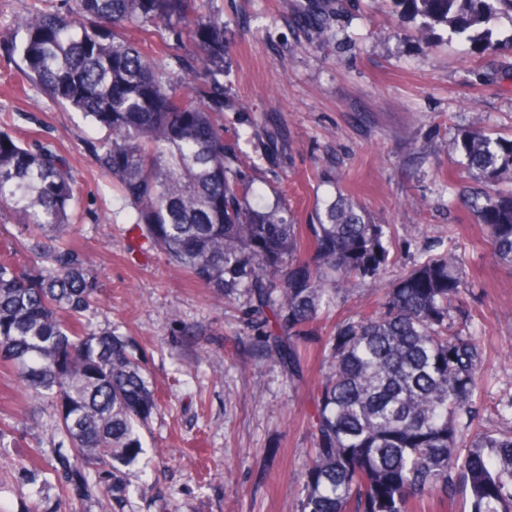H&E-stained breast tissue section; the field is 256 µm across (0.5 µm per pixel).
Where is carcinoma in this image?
Listing matches in <instances>:
<instances>
[{
    "label": "carcinoma",
    "instance_id": "cac0c4a2",
    "mask_svg": "<svg viewBox=\"0 0 512 512\" xmlns=\"http://www.w3.org/2000/svg\"><path fill=\"white\" fill-rule=\"evenodd\" d=\"M421 29L482 45L512 0H405ZM204 0H73L34 7L7 55L25 79L82 113L104 137L94 163L133 210L149 247L226 298L247 297L252 340L293 376L298 344L356 280L389 266L392 225L348 197L299 224L268 204L224 143V18ZM172 25L195 45V97L157 52L130 41L132 26ZM454 149L486 190L466 203L486 230L496 263L512 270V137L463 129ZM75 175L54 146L22 143L0 121V215L21 224L0 253V367L52 411L64 488L89 494L98 474L101 512L127 494L123 469L143 454L155 390L128 339L86 318L100 292L96 272L71 245ZM418 261L382 301L339 323L325 344L327 369L313 395V448L294 512H427L437 500H469L468 512H512V430L482 426L484 349L471 330L456 250Z\"/></svg>",
    "mask_w": 512,
    "mask_h": 512
}]
</instances>
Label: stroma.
Returning <instances> with one entry per match:
<instances>
[{"label": "stroma", "instance_id": "stroma-1", "mask_svg": "<svg viewBox=\"0 0 512 512\" xmlns=\"http://www.w3.org/2000/svg\"><path fill=\"white\" fill-rule=\"evenodd\" d=\"M224 16V138L257 165L267 202L284 197L300 223L319 200L344 195L393 224L392 284L421 258L444 256L449 227L467 248L461 267L478 314L490 401L512 394V273L492 259L484 230L445 185H474L458 163L459 130L512 135V50L489 55L452 42L397 0H212ZM186 77L187 40L165 28L144 38ZM21 141L53 142L78 173L75 245L104 288L93 327L142 351L160 409L145 452L124 471L123 512H289L311 447L309 416L321 353L336 325L380 293L359 283L313 327L299 377L258 357L245 298L215 299L149 249L131 209L100 177L89 151L102 133L81 113L29 86L0 49V117ZM36 433L0 448L5 512H101L62 490L61 450L48 411L0 372V426Z\"/></svg>", "mask_w": 512, "mask_h": 512}]
</instances>
